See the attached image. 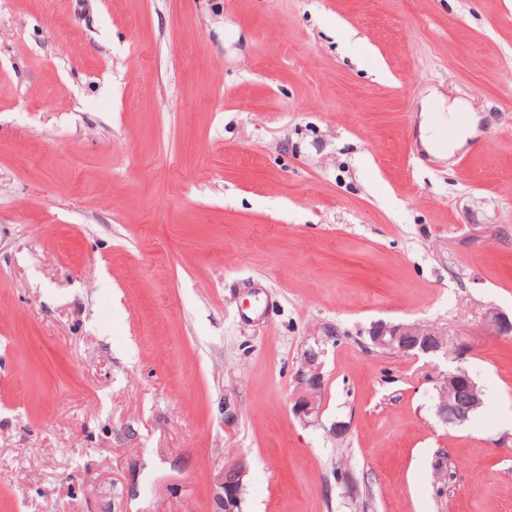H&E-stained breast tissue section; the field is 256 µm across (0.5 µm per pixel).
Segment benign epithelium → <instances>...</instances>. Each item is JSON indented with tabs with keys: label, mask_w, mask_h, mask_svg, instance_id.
Masks as SVG:
<instances>
[{
	"label": "benign epithelium",
	"mask_w": 512,
	"mask_h": 512,
	"mask_svg": "<svg viewBox=\"0 0 512 512\" xmlns=\"http://www.w3.org/2000/svg\"><path fill=\"white\" fill-rule=\"evenodd\" d=\"M485 326L491 334L503 338L512 336V315L491 309L485 314ZM374 346L395 350L416 356L448 358L445 334L432 328L425 330L423 325L412 323L389 324L380 322L370 331ZM320 353L306 351L302 354L298 381L303 390L294 402L292 411L301 419L320 413V404L311 397L310 391L321 387ZM438 417L454 424H462L482 403V391L470 373L459 368L444 373L436 385ZM247 475V466L239 461L224 468L222 504L224 512H238L243 481Z\"/></svg>",
	"instance_id": "obj_1"
}]
</instances>
